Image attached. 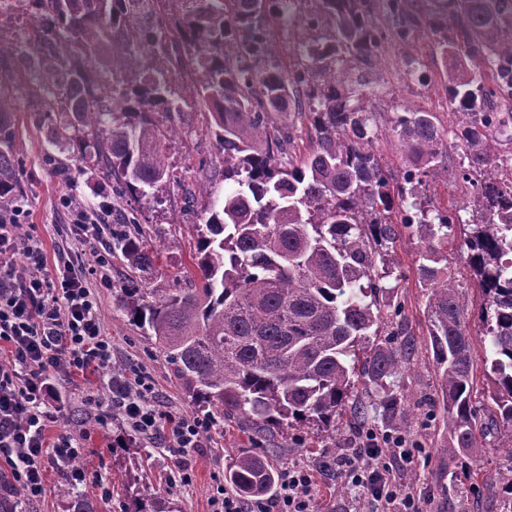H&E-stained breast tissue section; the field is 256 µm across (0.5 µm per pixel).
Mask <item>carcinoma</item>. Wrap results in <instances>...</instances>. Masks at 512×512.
<instances>
[{"mask_svg":"<svg viewBox=\"0 0 512 512\" xmlns=\"http://www.w3.org/2000/svg\"><path fill=\"white\" fill-rule=\"evenodd\" d=\"M41 44L39 67L60 89L40 84L35 96L57 116L54 145L79 139L117 191L156 200L170 184L166 141L158 117L201 105L220 143V180L233 185L196 225L195 273L186 288H151L135 278L119 302L132 323L155 339L199 410L246 428L294 430L314 424L336 437V419L357 382H368L367 411L382 410L411 426L391 390L409 363L411 341L401 319L378 340L382 280L392 276L397 226L411 229L419 258L434 261L463 223L421 198L423 178L441 174L439 158L453 146L472 213L460 251L484 300L486 386L478 388L475 348L466 327L460 286L430 281L426 308L435 362L437 406L449 447H479L512 433V0H301L307 59L287 69L277 56L274 28L288 0H28ZM393 18L395 40L420 28L455 62L448 102L459 113L446 130L431 112L404 109L389 119L405 163L395 173L374 150L381 129L371 97L354 78L379 64L380 15ZM182 50L197 75L178 85L166 58ZM9 86L0 79V206L17 200ZM309 116L311 146L280 158L291 145L284 122ZM114 249L145 273L154 250L136 220L112 233ZM511 465L497 473L512 512ZM262 456L241 452L224 482L246 496L273 483ZM58 494L72 512H96L66 481Z\"/></svg>","mask_w":512,"mask_h":512,"instance_id":"obj_1","label":"carcinoma"}]
</instances>
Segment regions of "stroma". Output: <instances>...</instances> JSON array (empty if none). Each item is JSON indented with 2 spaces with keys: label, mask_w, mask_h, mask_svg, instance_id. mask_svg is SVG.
<instances>
[{
  "label": "stroma",
  "mask_w": 512,
  "mask_h": 512,
  "mask_svg": "<svg viewBox=\"0 0 512 512\" xmlns=\"http://www.w3.org/2000/svg\"><path fill=\"white\" fill-rule=\"evenodd\" d=\"M0 74L14 81V152L18 164L22 195L20 206L26 222L52 252L61 233L71 221V213L61 204L62 195L96 210L109 206L112 225L124 223L127 215L137 217L150 240L160 247V260L152 273L154 283L170 288L178 272L190 269L196 247L195 226L208 203L202 194L207 181L202 162L219 157V146L210 131L207 113L192 108L174 115L168 143L169 163L175 181L166 189L161 204L118 195L111 181L80 160L77 144H53L56 119L45 111L32 94L29 78L33 74L28 57L0 59ZM360 81L370 83L379 125H386L393 113L410 106L435 113L443 128L458 121L445 95V65L426 32H417L405 43L385 45L380 71L359 70ZM393 277L389 290L380 297L383 311L401 307L412 332L414 354L398 376L394 392L403 409L423 416L436 397L435 369L427 346V290L418 270L417 242L406 228H399ZM447 260L436 265L439 277L455 280L468 304V326L473 340L482 337L478 320L481 293L457 244H449ZM133 271L121 253L112 255V285L100 289L101 315L112 338L115 355L125 365L147 368L153 375L157 402L163 410L178 417L196 415L174 366L167 363L153 339L128 321L117 305V296ZM106 370H87L72 376H51L63 401L54 412L49 434L74 437L84 463L85 481L78 492L93 500L98 512H137L136 485L154 488L155 497L147 502L148 512H210L215 486L224 479V468L239 452L250 450L266 456L274 469L286 468L297 460H314L345 453L360 437L350 415H343L339 441H330L325 432L310 426L297 435L268 434L240 429L228 420H217L206 449L194 458L190 484L169 480L174 458L167 449L155 447L113 415L107 426L93 419L94 409L87 396L107 402ZM418 448L406 481L423 502L424 512H499L501 487L496 480L507 460L497 449L498 441L488 438L486 445L461 453L448 445V432L441 421L420 428Z\"/></svg>",
  "instance_id": "obj_1"
}]
</instances>
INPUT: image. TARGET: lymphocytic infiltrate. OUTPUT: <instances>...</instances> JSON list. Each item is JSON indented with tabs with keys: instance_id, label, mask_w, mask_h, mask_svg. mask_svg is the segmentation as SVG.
Returning a JSON list of instances; mask_svg holds the SVG:
<instances>
[{
	"instance_id": "lymphocytic-infiltrate-1",
	"label": "lymphocytic infiltrate",
	"mask_w": 512,
	"mask_h": 512,
	"mask_svg": "<svg viewBox=\"0 0 512 512\" xmlns=\"http://www.w3.org/2000/svg\"><path fill=\"white\" fill-rule=\"evenodd\" d=\"M63 203L73 224L52 263L38 236L23 233L24 209H0V344H7L12 356L11 364H0V457L9 467L6 480L0 481V497L19 488L30 500H39L46 468L79 457L80 448L70 437L46 440L51 408L62 398L49 377L92 366L109 369V404L134 432L150 439L166 435L179 452L171 478L189 484L191 456L205 447L213 423L204 415L176 417L162 411L147 369L113 368L114 347L94 290L112 283L111 255L96 245L100 229L91 213L71 198ZM18 252L29 260L21 271L13 263ZM85 253L93 255L92 266L82 261ZM49 265L54 268L50 276L45 273ZM412 458L405 436L371 432L359 447L337 455L333 470L364 499L368 512H423L420 499L403 481ZM315 469L314 463L294 462L272 492L250 498L217 486L211 512H316Z\"/></svg>"
}]
</instances>
